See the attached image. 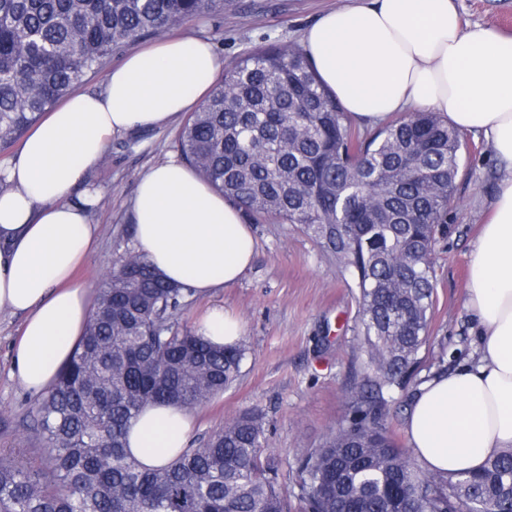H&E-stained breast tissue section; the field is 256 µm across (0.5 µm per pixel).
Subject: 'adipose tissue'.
Wrapping results in <instances>:
<instances>
[{"label":"adipose tissue","instance_id":"ef3b65f1","mask_svg":"<svg viewBox=\"0 0 512 512\" xmlns=\"http://www.w3.org/2000/svg\"><path fill=\"white\" fill-rule=\"evenodd\" d=\"M302 43L349 117L370 126L415 107L481 133L500 163L492 216L470 265L467 304L477 316L478 358L435 375L407 410L414 455L439 474L478 470L512 447V40L462 25L455 0H352L323 14ZM224 62L210 41L165 39L112 68L102 90L72 95L26 138L0 193V309L24 314L14 343L19 382L48 391L90 320L86 288L72 282L97 229L66 202L112 135L161 127L195 111ZM134 248L169 282L206 294L237 281L255 241L241 210L177 158L137 183ZM193 419L156 404L130 423L127 446L145 466L171 463Z\"/></svg>","mask_w":512,"mask_h":512}]
</instances>
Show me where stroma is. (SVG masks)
<instances>
[{
	"label": "stroma",
	"mask_w": 512,
	"mask_h": 512,
	"mask_svg": "<svg viewBox=\"0 0 512 512\" xmlns=\"http://www.w3.org/2000/svg\"><path fill=\"white\" fill-rule=\"evenodd\" d=\"M344 0H231L227 8L185 22L174 35L209 40L217 55L233 60L264 43H301L305 31L326 10ZM464 27H492L512 38V0H456ZM179 125L113 135L89 178L102 206L89 219L97 226L93 251L77 274L97 292L106 271L134 246L130 202L140 175L176 155ZM456 179V206L440 225L433 247L434 307L429 337L402 388L385 395L383 420L400 446L409 394L420 380L472 358L477 323L467 307L469 264L497 188V159L482 136L468 132ZM257 245L254 264L235 283L187 298L180 325L198 327L211 309L240 320L245 358L237 380L224 393L192 411L191 446L222 428L241 411L255 409L265 421L269 447L279 461V481L294 488L297 461L351 417L349 394L367 373L362 349L358 290L335 260L300 225L261 222L251 226ZM22 314L0 310V458L40 465L42 445L34 430L37 394L13 374V342Z\"/></svg>",
	"instance_id": "obj_1"
}]
</instances>
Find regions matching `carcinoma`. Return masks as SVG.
Returning a JSON list of instances; mask_svg holds the SVG:
<instances>
[{
    "label": "carcinoma",
    "instance_id": "cac0c4a2",
    "mask_svg": "<svg viewBox=\"0 0 512 512\" xmlns=\"http://www.w3.org/2000/svg\"><path fill=\"white\" fill-rule=\"evenodd\" d=\"M227 0H0V150L132 40ZM181 158L250 220L299 224L359 290L369 372L352 419L299 460L303 512H512V448L475 472L422 473L379 421L428 338L432 245L455 205L459 129L433 112L361 134L301 46L224 67L177 137ZM191 289L128 252L104 276L86 334L36 404L41 466L0 459V512H289L262 414L245 410L170 465L127 450L147 407L190 410L238 377L245 348L176 316Z\"/></svg>",
    "mask_w": 512,
    "mask_h": 512
}]
</instances>
